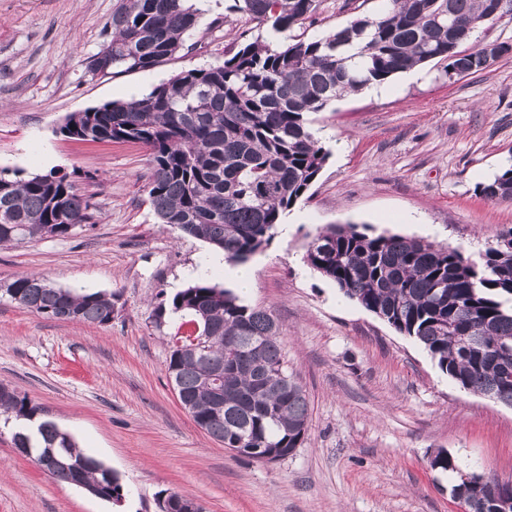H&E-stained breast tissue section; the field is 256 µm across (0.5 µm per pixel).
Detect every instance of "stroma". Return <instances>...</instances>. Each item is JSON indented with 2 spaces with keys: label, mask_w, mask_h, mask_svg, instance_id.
<instances>
[{
  "label": "stroma",
  "mask_w": 512,
  "mask_h": 512,
  "mask_svg": "<svg viewBox=\"0 0 512 512\" xmlns=\"http://www.w3.org/2000/svg\"><path fill=\"white\" fill-rule=\"evenodd\" d=\"M114 0H0V170L45 173V160L97 205L69 236L0 247V283L24 273L75 292L117 296L106 326L62 322L0 297V383L28 397L86 455L115 471L122 502L54 482L0 420V512H159L179 492L205 512H461L459 474L512 480V408L460 388L411 337L313 271L308 242L331 224L421 238L478 258L512 230V202L480 189L512 164V53L486 71L448 76L427 63L377 92L310 114L328 159L249 268L244 304L272 311L290 371L309 400L300 448L259 462L200 429L167 372L185 315L158 313L195 282L212 248L159 222L151 164L138 143L79 141L67 115L148 94L173 75L222 61L265 30L212 0L184 51L149 71L87 73ZM382 0H319L290 37L314 38ZM447 452L455 470L432 468Z\"/></svg>",
  "instance_id": "obj_1"
}]
</instances>
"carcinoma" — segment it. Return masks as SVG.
<instances>
[{
	"label": "carcinoma",
	"mask_w": 512,
	"mask_h": 512,
	"mask_svg": "<svg viewBox=\"0 0 512 512\" xmlns=\"http://www.w3.org/2000/svg\"><path fill=\"white\" fill-rule=\"evenodd\" d=\"M318 2L236 0V9L275 37L303 24ZM385 2L377 16L353 18L320 38L276 48L257 39L139 99L72 113L61 132L146 146V190L160 223L223 251L230 264H244L269 245L283 213L308 193L327 161L307 115L428 62L451 77L488 69L479 51L459 56L455 37L498 20L488 13L489 0ZM200 25L188 0H115L105 25L104 75L167 62ZM481 193L512 200V166ZM92 219L89 199L67 175L0 171V246L65 236ZM305 260L345 298L419 342L462 388L512 407V234L471 259L450 245L334 224L312 237ZM7 296L51 319L97 326L112 322L115 306L112 293L77 294L34 274L8 281ZM171 305L197 326L194 335L171 337L168 361L195 424L260 462L300 447L309 405L288 371L272 314L203 280L177 292ZM217 370L224 373L220 398L206 377ZM0 414L32 420L40 408L1 383ZM38 434L35 440L18 432L13 444L53 461L51 479L74 477L103 500L123 496L119 476L67 432L43 420ZM468 477L450 490L465 497L464 512H502L501 502L512 500V480Z\"/></svg>",
	"instance_id": "obj_1"
}]
</instances>
